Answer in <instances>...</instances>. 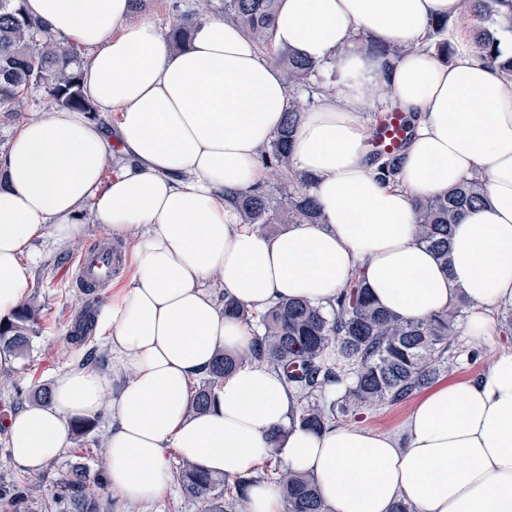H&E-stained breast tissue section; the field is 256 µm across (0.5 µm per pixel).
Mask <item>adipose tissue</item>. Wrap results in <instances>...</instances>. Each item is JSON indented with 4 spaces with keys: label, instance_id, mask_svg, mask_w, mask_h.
<instances>
[{
    "label": "adipose tissue",
    "instance_id": "adipose-tissue-1",
    "mask_svg": "<svg viewBox=\"0 0 512 512\" xmlns=\"http://www.w3.org/2000/svg\"><path fill=\"white\" fill-rule=\"evenodd\" d=\"M24 8L92 48L83 92L118 122L110 132L83 112L54 109L24 122L0 155V320L28 292L27 246L47 232L69 240L86 201L97 223L131 237L133 275L100 322L111 374L61 373L48 403L12 415L16 464L39 470L67 447L72 419L107 406L102 463L110 490L130 501L164 491L175 452L230 478L280 456L314 477L332 512H392L401 500L416 512H512V353L479 376L433 385L395 434L301 426L295 392L258 363L226 377L207 411L187 412L189 385L217 349L252 340L225 316L222 294L256 311L297 298L326 309L358 276L407 320L466 300L467 332L478 340L512 304V74L473 52L461 0H281L276 44L335 68L336 82L304 113L292 147L323 221L275 234L241 224L232 198L260 182L256 159L289 93L240 28L196 16L189 46L176 51L153 22L128 23L132 0ZM440 19L449 22L448 61L427 47ZM373 41L408 52L375 56ZM376 97L414 120L395 185L378 179L369 156L361 113ZM116 152L130 164L103 183ZM470 180L485 200L455 225L444 268L418 240L413 201Z\"/></svg>",
    "mask_w": 512,
    "mask_h": 512
}]
</instances>
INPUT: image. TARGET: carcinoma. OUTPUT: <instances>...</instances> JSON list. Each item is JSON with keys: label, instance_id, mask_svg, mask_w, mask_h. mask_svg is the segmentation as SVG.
I'll return each instance as SVG.
<instances>
[{"label": "carcinoma", "instance_id": "cac0c4a2", "mask_svg": "<svg viewBox=\"0 0 512 512\" xmlns=\"http://www.w3.org/2000/svg\"><path fill=\"white\" fill-rule=\"evenodd\" d=\"M464 12L474 21L472 48L491 64L500 59L498 29L512 30V0H463ZM279 0H224L229 20L242 28L262 49L273 44V30ZM167 32L177 49L190 38L189 18ZM448 22L432 23L437 37L438 55L451 59L452 48L441 40ZM288 90L304 84L316 64L300 52L285 48L277 55ZM80 45L58 47L52 34L38 21L26 15L21 0H0V115L13 118L19 105L32 89H41L48 107L77 109L96 118L97 110L83 94ZM305 104L290 95L288 110L280 130L269 147L263 149L258 164L268 179H296V186L271 197L262 185L234 200L240 223L265 228L286 220L290 224L322 223L321 208L309 191V178L293 177L291 145L293 134ZM402 150L377 151L372 160L379 178L394 182L400 173ZM484 199L477 181L461 183L440 195L415 200L417 234L440 266L448 267L453 227L465 210ZM465 301L425 321L411 322L381 307L364 287L353 279L325 311L303 299L279 301L257 315L236 299L224 296V314L247 325H256L248 350L217 352L212 367L198 383L190 386L189 410L204 411L215 402V389L224 377L255 361L280 371L288 387L300 400L298 420L313 430H321L337 419L363 410L407 401L430 385L446 368L455 322ZM39 309L24 303L14 321L0 324V348L13 354L25 352L35 333ZM183 490L201 512H224V498L247 512L245 489L255 478L246 474L234 478L214 476L181 459ZM265 467L278 484L286 512H329L320 497L314 479L281 467L280 460L269 458ZM56 496L44 505L50 512L57 504L64 512H107L111 500L104 497L107 478L99 474L90 481L83 468L72 466L55 482ZM12 512H26L28 488L16 485L0 491Z\"/></svg>", "mask_w": 512, "mask_h": 512}]
</instances>
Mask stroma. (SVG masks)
I'll return each instance as SVG.
<instances>
[{"label":"stroma","mask_w":512,"mask_h":512,"mask_svg":"<svg viewBox=\"0 0 512 512\" xmlns=\"http://www.w3.org/2000/svg\"><path fill=\"white\" fill-rule=\"evenodd\" d=\"M220 0H152L149 7L130 15V22H154L161 31H168L177 11L197 9L212 16L219 15ZM109 244L120 252H127L124 238L113 236L105 226L94 219L92 203H85L79 219V231L71 239L60 242L51 235L32 241L27 254L33 266L29 297L35 298L42 311L29 351L25 356H4L0 359V421L20 409L17 391L33 393L50 386L58 373L76 368L87 348L96 346L107 350L108 345L99 331H92L87 343L78 345L71 339V331L80 311L91 304L87 295L78 288L73 276L72 262L91 244ZM132 271L122 264L114 273L110 284L96 292L92 304L106 308L112 300L115 287L128 284ZM466 320H459L457 334L450 350L454 366L446 373V380L475 377L485 372L501 353L512 351V326L496 321L495 336L486 341H474L466 333ZM411 408L410 402L385 406L358 415L341 418L344 426H359L376 432L398 429ZM97 427L88 435L71 438L69 445L42 469L46 479L34 487L28 508L30 512H43L44 502L53 493V478L73 464H80L89 474L102 471V458L109 437L110 416L100 412ZM112 512H198L195 503L184 497L178 484H171L157 499L150 502H129L119 494H112Z\"/></svg>","instance_id":"stroma-1"}]
</instances>
